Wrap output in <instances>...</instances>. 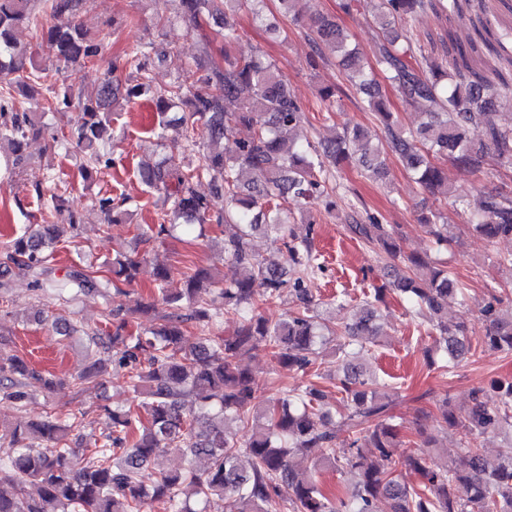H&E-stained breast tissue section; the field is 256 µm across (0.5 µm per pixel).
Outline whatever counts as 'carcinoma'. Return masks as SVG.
Instances as JSON below:
<instances>
[{
  "label": "carcinoma",
  "mask_w": 512,
  "mask_h": 512,
  "mask_svg": "<svg viewBox=\"0 0 512 512\" xmlns=\"http://www.w3.org/2000/svg\"><path fill=\"white\" fill-rule=\"evenodd\" d=\"M85 0H0V152L20 162L28 140L58 138V130L45 125L36 113L16 106L12 91L29 100L40 95L41 62L55 63L61 84L46 99L44 108L64 112L77 105L70 139L86 156L79 167L83 180L93 181L110 166L111 158L99 146L111 139L112 101L146 98L155 102L161 116L156 133L165 145L166 132L181 136L188 163L171 169L161 160L142 169L144 184L173 200L175 218L187 225L217 224L231 229L224 236V261L229 273L217 278L210 269L198 268L185 288H165L168 269L156 268L152 303L140 308L149 313L162 305L157 323L133 336L125 333L128 312L110 311L114 330L100 357L78 377L80 384L101 377L107 367L122 369L137 404L111 413L112 430L92 448H73L70 435L80 436L86 414L65 419L48 413L39 422L0 432V472L7 474L15 492H0V512H152L155 504L165 512H376L378 499L390 504L389 512H512V445L490 464L476 440L487 434L512 433V379L491 386L495 400L479 389L464 409L440 400L442 430L459 436L460 453L439 462L437 437L428 434L424 450L404 461L419 476L406 485L396 475L397 428L392 424L393 394L390 384L367 371L358 351L377 343V306L386 294H406L414 312L432 322L434 346L426 351L428 366L451 373L472 355L466 326L448 323V304L467 301V294L445 263L429 255H411L406 266L393 269L391 279L372 288L353 322L339 331L320 322L310 276L323 268L314 246V227L286 232L290 200L303 209L313 201L336 206L331 200L330 177L341 164L353 163L364 174L381 181L388 174L386 157L397 156L419 188L433 196L448 197V179L435 162L445 156L457 165L479 171L487 154L501 167L512 168V127L489 121L490 111L512 106V81L496 82L465 56L453 71L399 47L401 35L392 30L396 21L410 22L432 11L454 13L462 5L484 7L488 0H380L379 25L385 37L374 45V58L384 80L426 121L414 130L404 129L389 111L377 80L369 75L357 54L348 48V36L328 18H312L315 40L330 42L342 55L346 80L367 97L368 111L377 118L381 140L362 141L363 130L345 128L327 144L316 148L299 143L292 132L305 119L306 108L291 93L275 66L262 55L247 61L212 60L208 46L204 59L188 64L168 87L156 88L150 78L151 51L135 48L112 60L95 93L83 95L81 72L99 55L100 43L79 23ZM265 0H181L179 18L196 26L225 10L246 8L253 20L265 21L272 32L280 29L275 16L264 17ZM495 18L480 20L476 35L488 40L498 62L512 68V26L493 36ZM31 29L36 46L23 45L17 34ZM231 124L251 130L248 138L224 144ZM209 146L206 152L201 147ZM207 177L215 194L206 196L195 180ZM27 194L61 212L65 200L40 183ZM95 205L106 224H123L129 212L109 196ZM441 216L424 215L420 223L434 243L448 244V225ZM177 224L162 215L157 224L140 229L138 238L171 235ZM472 228L489 241L512 238V196L488 193L473 214ZM350 237L375 245L386 254H401L398 228L383 224L372 214L356 210L345 216ZM264 233L283 241L288 261L304 275L290 277L288 266L258 258L252 251V234ZM61 241L57 224H43L17 237L0 241V256L33 278L38 289L58 296L100 288L93 273L74 267L62 282L50 279L49 257ZM140 260L118 252L112 258V278L107 284L130 285L137 279ZM295 298L285 318L272 321L258 311V302ZM493 297L480 309L484 321L481 347L512 354V309L498 307ZM232 316L239 323L232 336H215L213 329ZM199 333L189 342L187 326ZM264 346L278 364L307 373L328 348L341 354L334 377L340 398L324 404L327 394L315 384L293 388L264 398L258 407V384L238 361L245 352ZM0 397L19 406L29 398L26 381L45 388L52 378L36 370L23 356L0 358ZM198 401L188 414L182 401ZM245 430V443L237 431ZM171 448L189 459L205 458L202 471L191 467L155 470ZM322 449L313 471L328 467L353 478L350 492L334 498L317 477L297 478L292 458L308 457ZM292 489L284 501L281 485Z\"/></svg>",
  "instance_id": "obj_1"
}]
</instances>
